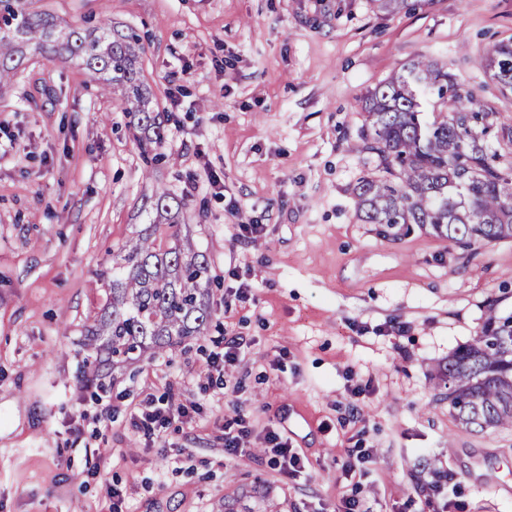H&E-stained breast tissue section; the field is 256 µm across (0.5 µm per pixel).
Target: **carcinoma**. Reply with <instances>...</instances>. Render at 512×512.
<instances>
[{
    "instance_id": "carcinoma-1",
    "label": "carcinoma",
    "mask_w": 512,
    "mask_h": 512,
    "mask_svg": "<svg viewBox=\"0 0 512 512\" xmlns=\"http://www.w3.org/2000/svg\"><path fill=\"white\" fill-rule=\"evenodd\" d=\"M32 43L117 86L144 145L163 142L165 127L140 79V36L133 29L66 31L50 14L27 13L22 0H0V82L14 74ZM487 67L492 80L512 90V44L494 47ZM426 102L439 108L431 121L424 117ZM365 112L363 150L376 156L378 174L353 188L362 223L416 224L464 247L512 239V150H489L484 137L492 113L444 67L424 56L412 60L368 91ZM179 209L166 192L155 193L152 210L171 229L168 244L157 242L158 225L147 224L126 245L123 264L107 273L112 301L86 328L84 346L104 349L114 364L159 353L203 334L209 324L210 267L189 238L180 237ZM441 377L449 412L462 427L512 428V313L489 308L480 336L448 356Z\"/></svg>"
}]
</instances>
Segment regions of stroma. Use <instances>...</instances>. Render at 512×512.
I'll return each instance as SVG.
<instances>
[{
	"mask_svg": "<svg viewBox=\"0 0 512 512\" xmlns=\"http://www.w3.org/2000/svg\"><path fill=\"white\" fill-rule=\"evenodd\" d=\"M24 6L71 28H134L168 122L150 162L120 92L79 62L31 51L0 84V512H95L113 486L123 512H342L354 492L371 512H512V494L490 488L512 484V429L462 428L436 377L489 307L512 312V240L396 234L361 223L352 193L374 170L363 97L420 55L493 113L486 141L505 149L512 93L485 57L512 43V0ZM159 189L209 262L213 320L162 353L95 364L83 339L109 296L102 273ZM231 336L235 362L209 376ZM150 399L187 421L144 435ZM238 414L250 436L235 455L224 421ZM272 433L299 467L281 470ZM359 433L373 459L357 480L343 467Z\"/></svg>",
	"mask_w": 512,
	"mask_h": 512,
	"instance_id": "1",
	"label": "stroma"
}]
</instances>
